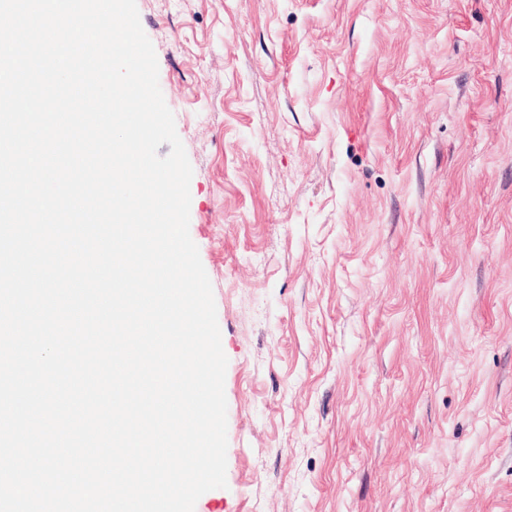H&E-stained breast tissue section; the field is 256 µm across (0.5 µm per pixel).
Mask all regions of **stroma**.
Wrapping results in <instances>:
<instances>
[{"label":"stroma","mask_w":512,"mask_h":512,"mask_svg":"<svg viewBox=\"0 0 512 512\" xmlns=\"http://www.w3.org/2000/svg\"><path fill=\"white\" fill-rule=\"evenodd\" d=\"M228 358L194 512H512V0H136Z\"/></svg>","instance_id":"stroma-1"}]
</instances>
